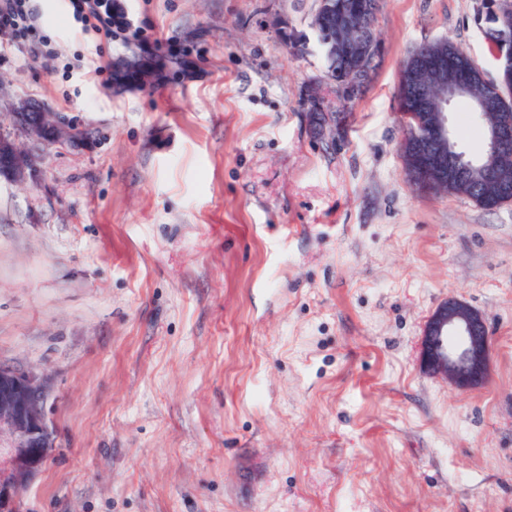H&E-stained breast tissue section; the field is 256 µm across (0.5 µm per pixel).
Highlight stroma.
I'll use <instances>...</instances> for the list:
<instances>
[{
	"instance_id": "1",
	"label": "stroma",
	"mask_w": 512,
	"mask_h": 512,
	"mask_svg": "<svg viewBox=\"0 0 512 512\" xmlns=\"http://www.w3.org/2000/svg\"><path fill=\"white\" fill-rule=\"evenodd\" d=\"M127 6L167 59L137 86L86 77L135 54L58 0L0 55L88 133L0 180V363L47 375L57 430L25 512H512V204L416 191L397 110L425 42L498 79L481 0H382L330 139L303 104L337 98L315 0ZM451 296L492 331L470 391L419 361Z\"/></svg>"
}]
</instances>
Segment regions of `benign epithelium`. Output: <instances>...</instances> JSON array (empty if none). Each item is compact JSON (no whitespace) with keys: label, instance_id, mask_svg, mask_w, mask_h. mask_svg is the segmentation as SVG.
<instances>
[{"label":"benign epithelium","instance_id":"7a95c632","mask_svg":"<svg viewBox=\"0 0 512 512\" xmlns=\"http://www.w3.org/2000/svg\"><path fill=\"white\" fill-rule=\"evenodd\" d=\"M140 53L129 70L141 74L144 55L154 48L133 42ZM421 93L404 114L409 141L416 151L406 156L409 179L419 191L455 186L463 181L481 188L487 184L502 198H512V174L499 159L512 154V119L504 110L512 107V90L483 101L501 110L500 120L486 132L487 148L479 157L467 155L454 138L449 114L468 87V81L443 65L420 62ZM10 127L0 125V178L12 183L35 175L38 156L23 150L18 140L33 146L72 143L76 127L44 102L25 99L9 104ZM420 360L431 374L442 375L455 388L467 391L484 384L490 374V339L483 315L468 303L450 297L429 316L423 329ZM47 377L0 364V512H22L23 489L41 473L53 448L56 433L45 404Z\"/></svg>","mask_w":512,"mask_h":512}]
</instances>
